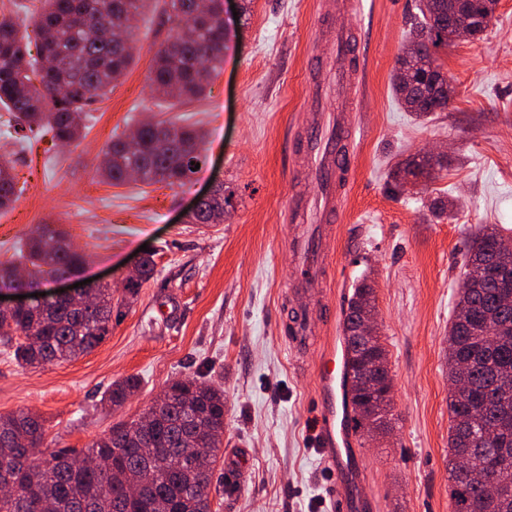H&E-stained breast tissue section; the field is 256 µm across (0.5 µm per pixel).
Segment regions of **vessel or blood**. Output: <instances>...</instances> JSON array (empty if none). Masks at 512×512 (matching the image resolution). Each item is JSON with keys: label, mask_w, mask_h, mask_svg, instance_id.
Masks as SVG:
<instances>
[{"label": "vessel or blood", "mask_w": 512, "mask_h": 512, "mask_svg": "<svg viewBox=\"0 0 512 512\" xmlns=\"http://www.w3.org/2000/svg\"><path fill=\"white\" fill-rule=\"evenodd\" d=\"M356 130L344 123H336L328 137H311L302 149L308 158L311 172L322 188L314 203L294 201L291 208L292 222H303L307 210H314L319 220L338 222L333 199L339 196L344 175L350 170L354 152L352 145ZM330 258L322 253L314 239L299 236L294 243V272L310 286L323 283ZM346 373V358L336 347L335 337H328L324 354L315 370L316 389L312 416V435L315 446L328 464L332 483L329 490L330 512H352L353 503L342 482L339 466V432L349 431L351 423L339 418L336 391L341 388Z\"/></svg>", "instance_id": "b4317fda"}]
</instances>
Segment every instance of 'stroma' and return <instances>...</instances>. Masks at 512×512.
<instances>
[{"label":"stroma","mask_w":512,"mask_h":512,"mask_svg":"<svg viewBox=\"0 0 512 512\" xmlns=\"http://www.w3.org/2000/svg\"><path fill=\"white\" fill-rule=\"evenodd\" d=\"M224 66L203 98L180 107L150 90L154 53L174 24L161 0L136 23L134 60L104 101L92 104L81 137L63 145L44 133L24 141L0 125V158L13 168L17 199L0 212V265L38 224L72 236L84 254L81 279L114 291L112 330L92 352L64 364L20 366L0 350V413L42 416L43 448L84 449L113 425L137 418L173 380L196 375L224 390V455L249 467L228 482L216 467L215 512H329L331 473L311 437L313 370L322 322L355 283L376 294L377 334L392 379L393 428L356 438L349 487L365 512H452L448 474V328L462 285L463 240L487 224L512 240V0H498L485 32L439 48L454 94L447 111L420 121L394 97L391 75L420 0H222ZM358 30L360 83L338 92L311 84L310 58L335 56L320 14ZM339 110L356 129L338 233L321 236L335 270L324 287L291 276L288 221L296 197L318 184L294 160L293 141L313 117ZM172 121L204 134L203 162L183 186L112 185L96 169L113 137L140 121ZM429 152L442 157L431 183H395V166ZM233 191L220 224L190 223L196 196ZM153 278L136 296L125 279L143 257ZM305 316L311 334L291 342L285 323ZM141 385L119 409L103 400L113 381Z\"/></svg>","instance_id":"stroma-1"}]
</instances>
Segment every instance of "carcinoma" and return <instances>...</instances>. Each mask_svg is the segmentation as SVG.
<instances>
[{
    "mask_svg": "<svg viewBox=\"0 0 512 512\" xmlns=\"http://www.w3.org/2000/svg\"><path fill=\"white\" fill-rule=\"evenodd\" d=\"M33 16L40 46L37 56L11 13H0V108L11 113L17 130L43 128L53 139L80 138L90 104L104 99L132 62L127 44L150 0H43ZM469 12H494L490 0H462ZM165 13L179 25L154 59L151 88L173 103L199 99L224 64V15L200 0H164ZM423 23L411 33L395 67L392 88L403 108L427 118L448 108L450 96L431 93L432 83H448L437 50L451 43L444 20L448 0L433 12L422 6ZM202 135L174 122H144L134 144L116 137L107 145L101 176L114 185L136 170L144 184L184 185L201 161ZM395 181L410 177L436 179V168L423 157L407 160L392 173ZM16 197L8 162L0 161V210ZM224 186L190 216L192 224H213L231 207ZM504 237L488 225L464 243L467 271L459 289L448 336V473L454 512H512V307L499 300L501 276L512 277V252L501 251ZM83 256L54 224H38L26 242L19 264L31 266L36 280L15 278V266H0V288H32L41 280L75 275ZM154 261L143 259L139 276L128 281L134 296L154 274ZM98 299L81 310L48 295L43 306L0 314L12 323L13 336L3 339L6 352L24 366L62 363L93 351L112 328V286L93 288ZM376 315L374 288L360 279L343 309V335L350 379L359 380L355 431L372 436L387 429L391 397L385 383L386 350L375 336L355 334L360 311ZM129 376L112 382L105 401L119 407L138 390ZM159 413L143 429L119 423L85 450L51 452L37 460L22 443L43 444L44 420L24 410L0 414V477L9 476L23 492L0 496V512H212L210 492L224 439V390L193 377L169 383L154 401ZM94 456L99 463L82 465ZM139 481L136 498L127 495Z\"/></svg>",
    "mask_w": 512,
    "mask_h": 512,
    "instance_id": "obj_1",
    "label": "carcinoma"
}]
</instances>
